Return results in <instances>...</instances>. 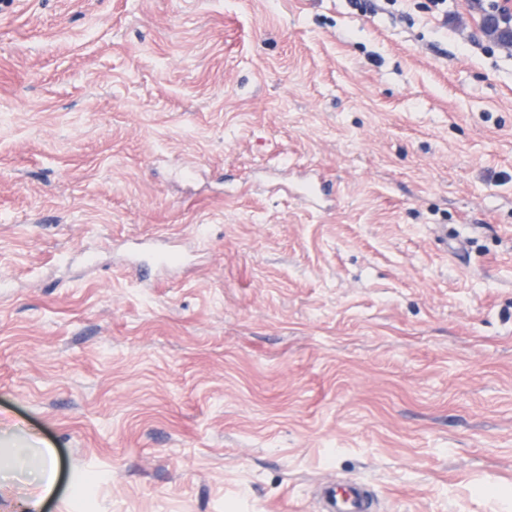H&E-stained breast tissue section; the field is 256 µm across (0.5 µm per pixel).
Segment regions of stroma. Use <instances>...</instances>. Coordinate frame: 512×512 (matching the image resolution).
I'll list each match as a JSON object with an SVG mask.
<instances>
[{
    "label": "stroma",
    "instance_id": "stroma-1",
    "mask_svg": "<svg viewBox=\"0 0 512 512\" xmlns=\"http://www.w3.org/2000/svg\"><path fill=\"white\" fill-rule=\"evenodd\" d=\"M140 237L182 264L141 281ZM18 441L57 458L41 512L87 472L93 512H319L349 477L512 512V42L473 0H0Z\"/></svg>",
    "mask_w": 512,
    "mask_h": 512
}]
</instances>
